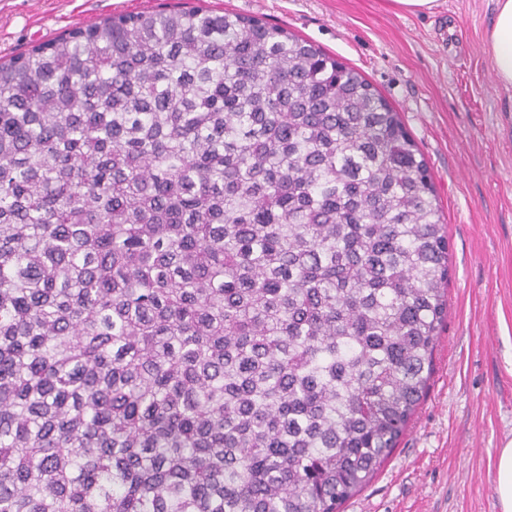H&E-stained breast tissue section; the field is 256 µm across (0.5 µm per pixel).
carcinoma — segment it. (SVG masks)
Listing matches in <instances>:
<instances>
[{"mask_svg":"<svg viewBox=\"0 0 512 512\" xmlns=\"http://www.w3.org/2000/svg\"><path fill=\"white\" fill-rule=\"evenodd\" d=\"M448 272L399 112L285 27L164 7L0 61V512H338Z\"/></svg>","mask_w":512,"mask_h":512,"instance_id":"1","label":"carcinoma"}]
</instances>
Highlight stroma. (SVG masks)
Here are the masks:
<instances>
[{
	"instance_id": "35a3bbf8",
	"label": "stroma",
	"mask_w": 512,
	"mask_h": 512,
	"mask_svg": "<svg viewBox=\"0 0 512 512\" xmlns=\"http://www.w3.org/2000/svg\"><path fill=\"white\" fill-rule=\"evenodd\" d=\"M164 0H0V57ZM286 27L358 69L400 112L448 225V318L428 392L390 458L340 512H500V448L512 439V97L484 37L493 0H178Z\"/></svg>"
}]
</instances>
